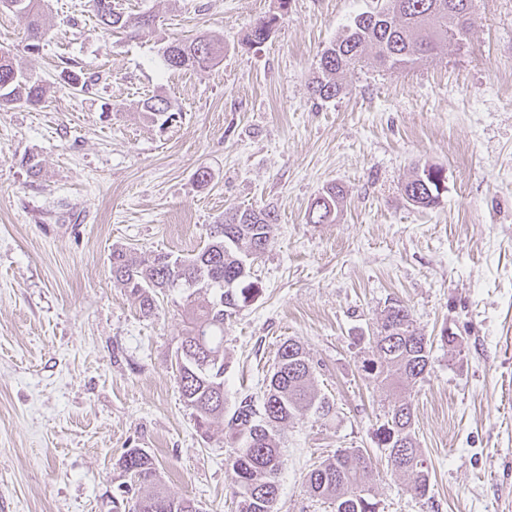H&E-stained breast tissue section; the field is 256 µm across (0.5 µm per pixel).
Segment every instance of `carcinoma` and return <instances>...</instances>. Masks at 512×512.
I'll use <instances>...</instances> for the list:
<instances>
[{
    "label": "carcinoma",
    "instance_id": "carcinoma-1",
    "mask_svg": "<svg viewBox=\"0 0 512 512\" xmlns=\"http://www.w3.org/2000/svg\"><path fill=\"white\" fill-rule=\"evenodd\" d=\"M95 17L109 32L134 34L150 26L149 15H131L117 9L112 0H89ZM472 0H384L383 5L358 15L348 33L321 56L320 74L313 78L312 92L323 100L336 97L341 75L360 62L366 48L376 51L380 65L400 69L433 53L443 42L461 41L471 25ZM17 13L29 19V31L42 34L40 0H23ZM276 17L259 20L249 42L261 44L271 34ZM224 56V42L196 36L170 43L164 62L173 70L205 71ZM40 81L16 67L0 53V106L13 103L37 106L44 101ZM143 109L155 122L171 111L169 99L153 95ZM441 172L432 167L416 171L405 184L406 201L417 207L438 204ZM343 190L330 185L308 206L309 224L336 220ZM270 209L233 208L210 228V242L191 257L158 253L147 258L123 250L112 251V280L138 301L140 313L150 316L159 297L170 288L205 294L186 305V327L180 339L181 357L175 360L176 381L181 397L195 416L199 430L207 434L222 420L242 446L233 449L227 464L235 475L234 496L238 512H273L279 493L281 468L279 432L303 410L322 419L335 413L334 403L313 387L314 369L300 343L283 342L268 378L262 402L242 398L228 408L224 392V321L239 303L257 293L251 277L250 259L271 245ZM372 357L362 365L366 377L380 383L411 385L424 378L430 365L433 341L417 330L410 309L401 303L386 307L378 322L377 335L370 338ZM378 447L388 464L409 477L415 496L429 490V469L413 431L412 402L404 398L384 415L377 429ZM123 470L141 484H156L152 459L139 448L129 449L120 462ZM372 460L362 448H338L334 455L313 468L306 478L312 497L334 505V512H378L374 488L369 482ZM138 512H199L189 498L161 490L140 496Z\"/></svg>",
    "mask_w": 512,
    "mask_h": 512
}]
</instances>
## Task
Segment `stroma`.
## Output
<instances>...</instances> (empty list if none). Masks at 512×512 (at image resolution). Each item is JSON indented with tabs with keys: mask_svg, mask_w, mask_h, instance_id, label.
<instances>
[{
	"mask_svg": "<svg viewBox=\"0 0 512 512\" xmlns=\"http://www.w3.org/2000/svg\"><path fill=\"white\" fill-rule=\"evenodd\" d=\"M115 2L153 26L111 34L89 0H44L35 39L0 9V51L47 89L39 107H0V512H133L131 448L170 494L237 512L225 425L198 431L176 383L184 292L145 317L111 273L116 249L196 253L229 208L277 214L251 263L259 291L224 323L229 402L261 397L293 338L336 408L281 431L274 512H332L305 479L339 448L372 457L379 512H512V0H473L467 39L410 67L366 56L329 100L311 91L322 53L381 0ZM199 34L223 40V61L167 69L164 46ZM154 94L175 106L167 124L142 110ZM424 166L445 178L427 209L403 196ZM332 184L335 221L307 223ZM396 301L433 341L429 373L404 390L361 370ZM402 397L429 468L422 499L375 437ZM123 470L140 482V485L156 484V469L152 459L139 448L129 449L120 460Z\"/></svg>",
	"mask_w": 512,
	"mask_h": 512,
	"instance_id": "1",
	"label": "stroma"
}]
</instances>
